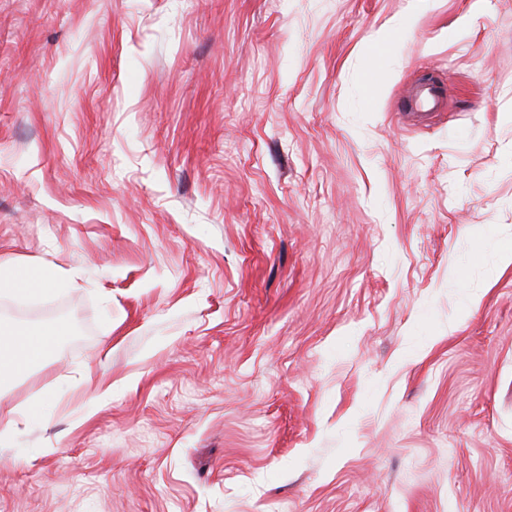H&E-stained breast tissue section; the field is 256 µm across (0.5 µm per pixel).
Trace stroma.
I'll use <instances>...</instances> for the list:
<instances>
[{
  "label": "stroma",
  "instance_id": "35a3bbf8",
  "mask_svg": "<svg viewBox=\"0 0 512 512\" xmlns=\"http://www.w3.org/2000/svg\"><path fill=\"white\" fill-rule=\"evenodd\" d=\"M509 246L512 0H0V512H512ZM19 267L9 259L0 258V288L2 291H21L34 286H52L56 283L55 269L49 263L42 265L40 274L34 276L30 270L25 278L18 274ZM61 335L57 329L20 331L1 324L0 382L10 381L23 370L42 364Z\"/></svg>",
  "mask_w": 512,
  "mask_h": 512
}]
</instances>
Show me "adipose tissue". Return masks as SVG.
Listing matches in <instances>:
<instances>
[{
    "instance_id": "ef3b65f1",
    "label": "adipose tissue",
    "mask_w": 512,
    "mask_h": 512,
    "mask_svg": "<svg viewBox=\"0 0 512 512\" xmlns=\"http://www.w3.org/2000/svg\"><path fill=\"white\" fill-rule=\"evenodd\" d=\"M58 330L21 331L0 325V382L12 380L23 370L42 364L58 340Z\"/></svg>"
}]
</instances>
